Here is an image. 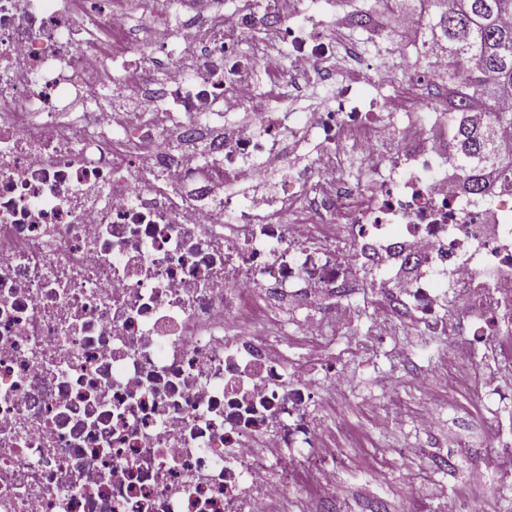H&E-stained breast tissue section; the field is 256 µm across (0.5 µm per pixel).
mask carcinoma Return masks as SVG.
Listing matches in <instances>:
<instances>
[{
    "instance_id": "cac0c4a2",
    "label": "carcinoma",
    "mask_w": 512,
    "mask_h": 512,
    "mask_svg": "<svg viewBox=\"0 0 512 512\" xmlns=\"http://www.w3.org/2000/svg\"><path fill=\"white\" fill-rule=\"evenodd\" d=\"M424 40L448 55L439 81L459 97L449 112L453 142L449 159L480 193L479 173L492 170L512 181V154H505L496 129L512 126V112L494 104L512 98V0H429Z\"/></svg>"
}]
</instances>
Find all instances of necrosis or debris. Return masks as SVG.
I'll return each instance as SVG.
<instances>
[{
    "mask_svg": "<svg viewBox=\"0 0 512 512\" xmlns=\"http://www.w3.org/2000/svg\"><path fill=\"white\" fill-rule=\"evenodd\" d=\"M129 2L0 0V512H288L306 481L336 505L346 304L371 337H447L449 390L495 403L484 448H511L512 184L464 190L432 138L447 92L391 91L374 60L401 41L336 0H212L203 29L138 0L136 39ZM339 23L370 45L347 73ZM290 67L329 105L275 111Z\"/></svg>",
    "mask_w": 512,
    "mask_h": 512,
    "instance_id": "4bbe7bcc",
    "label": "necrosis or debris"
}]
</instances>
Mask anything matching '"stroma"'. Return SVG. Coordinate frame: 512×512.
Returning a JSON list of instances; mask_svg holds the SVG:
<instances>
[{
  "instance_id": "35a3bbf8",
  "label": "stroma",
  "mask_w": 512,
  "mask_h": 512,
  "mask_svg": "<svg viewBox=\"0 0 512 512\" xmlns=\"http://www.w3.org/2000/svg\"><path fill=\"white\" fill-rule=\"evenodd\" d=\"M394 341L410 349L408 359L393 360L389 349ZM391 342L375 345L372 364L353 359L338 363V373L351 385L337 396L334 419L361 431L363 442L353 448L337 439L327 466L341 479L343 512H450L454 497L467 488L471 453L482 447L495 411H477L470 397L450 394L427 354L430 346L444 344V337L398 326ZM413 375L418 378L414 384L409 381ZM433 392L441 396L434 428L423 430L410 422L389 428L377 425L374 400L395 399L410 410ZM409 446L418 449V456H403V448ZM445 458L450 467H442ZM420 478L432 490L421 505L408 495L410 483Z\"/></svg>"
}]
</instances>
